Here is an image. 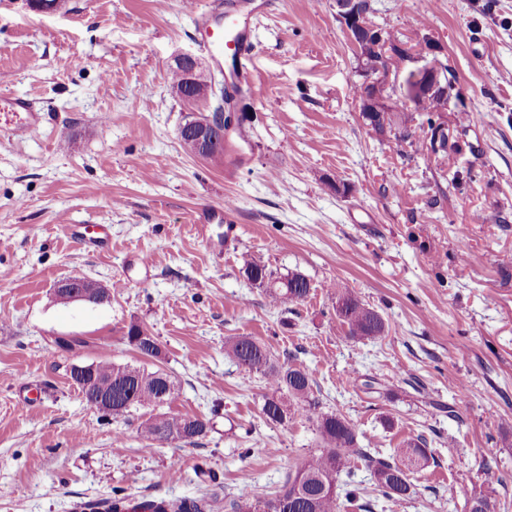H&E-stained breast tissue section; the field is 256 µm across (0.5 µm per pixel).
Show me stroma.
Here are the masks:
<instances>
[{"label": "stroma", "mask_w": 512, "mask_h": 512, "mask_svg": "<svg viewBox=\"0 0 512 512\" xmlns=\"http://www.w3.org/2000/svg\"><path fill=\"white\" fill-rule=\"evenodd\" d=\"M265 2L252 83L227 85L200 57L215 93L193 108L171 79L177 55L200 56L182 0H0V97L45 111L23 138L0 117V512L279 490L323 443L315 417L262 415L265 377L224 354L237 336L297 355L320 411L351 420L360 447L387 456L426 438L433 462L409 497H383L352 463L372 512H468L480 495L512 512V0H371L375 27L430 38L454 73L446 111L418 116L459 141L446 166L365 125L336 0ZM219 104L245 140L223 162L188 154L179 127ZM229 200L223 223H196ZM73 224L108 226L109 248ZM247 255L304 274L306 302L272 305ZM69 277L111 301L56 300ZM340 288L380 313L384 336L348 338ZM135 324L158 357L129 343ZM60 337L86 345L63 352ZM102 359L170 374L169 412L209 420L207 436L151 447L149 409L115 420L87 406L70 371Z\"/></svg>", "instance_id": "35a3bbf8"}]
</instances>
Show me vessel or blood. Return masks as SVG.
Wrapping results in <instances>:
<instances>
[{
	"instance_id": "obj_1",
	"label": "vessel or blood",
	"mask_w": 512,
	"mask_h": 512,
	"mask_svg": "<svg viewBox=\"0 0 512 512\" xmlns=\"http://www.w3.org/2000/svg\"><path fill=\"white\" fill-rule=\"evenodd\" d=\"M197 40L200 50L215 65L229 63V81L237 84L250 80L255 51L253 30L242 12L239 0H226L224 7L214 8L198 20ZM0 112L18 117L13 132L26 136L38 131L44 115L31 100L23 97L0 99Z\"/></svg>"
}]
</instances>
